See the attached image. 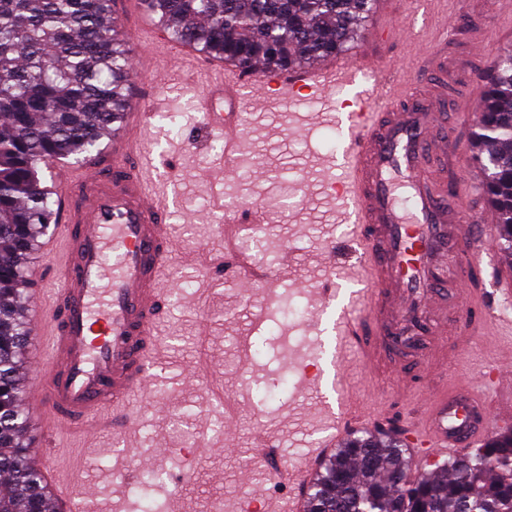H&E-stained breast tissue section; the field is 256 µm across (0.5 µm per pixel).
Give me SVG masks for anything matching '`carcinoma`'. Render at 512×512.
Listing matches in <instances>:
<instances>
[{"label": "carcinoma", "mask_w": 512, "mask_h": 512, "mask_svg": "<svg viewBox=\"0 0 512 512\" xmlns=\"http://www.w3.org/2000/svg\"><path fill=\"white\" fill-rule=\"evenodd\" d=\"M113 0H0V512H50L20 406L31 335L21 285L53 206L42 166L99 148L132 105L130 48ZM172 37L250 70L301 69L365 30L374 0H141ZM476 142L485 147L494 238L512 252V49L486 70ZM398 438L364 433L330 461L307 512H512V432L411 476Z\"/></svg>", "instance_id": "carcinoma-1"}]
</instances>
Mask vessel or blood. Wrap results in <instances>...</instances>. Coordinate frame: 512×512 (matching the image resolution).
<instances>
[{
  "label": "vessel or blood",
  "instance_id": "obj_1",
  "mask_svg": "<svg viewBox=\"0 0 512 512\" xmlns=\"http://www.w3.org/2000/svg\"><path fill=\"white\" fill-rule=\"evenodd\" d=\"M402 34L391 19L390 0H376L369 37L353 54L294 74H255L212 60L203 65L208 77L196 96L203 130L224 136L220 163L230 175L245 139L241 109L247 89L260 99L292 98L369 77L370 93L358 98L341 123L336 194L351 205L353 224L328 261L356 285L336 319L337 335L370 374L390 378L401 394L414 377H427L448 361L436 321H454L462 349L488 320L512 334L511 319L485 311L484 284L472 274L487 239L470 224L460 199L448 197L453 141L446 123V62L425 55L412 72L398 75L385 49ZM150 118L147 112L124 113L111 163L93 160L80 171L63 172L50 188L56 221L66 232V260L54 270L42 315L49 329L32 355L38 384L26 404L38 410L53 437L76 430L87 436L129 432L137 421L131 401L152 379L168 304L160 281L175 240L168 200L147 161ZM265 221V211L250 205L224 213L218 265L245 290L274 278L273 268L255 265L238 247L242 235L260 231ZM451 264L457 273L449 280L444 272ZM507 407L512 375L505 371L497 373L490 393L464 385L435 387L418 421L405 424V445L456 454L489 433ZM376 424L344 405L335 434L305 476L355 428ZM35 451L46 460L53 512H70L77 486L60 480L49 448L39 444Z\"/></svg>",
  "mask_w": 512,
  "mask_h": 512
}]
</instances>
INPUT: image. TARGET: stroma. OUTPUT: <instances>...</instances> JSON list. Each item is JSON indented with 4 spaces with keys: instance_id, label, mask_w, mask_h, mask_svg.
<instances>
[{
    "instance_id": "stroma-1",
    "label": "stroma",
    "mask_w": 512,
    "mask_h": 512,
    "mask_svg": "<svg viewBox=\"0 0 512 512\" xmlns=\"http://www.w3.org/2000/svg\"><path fill=\"white\" fill-rule=\"evenodd\" d=\"M485 2L397 0L409 36L390 49L391 62L412 66L419 49L432 50L447 40L448 108L455 115L475 111L485 93L483 72L512 47V12L487 11ZM446 25L453 33L445 39ZM199 79L195 61L155 55L133 87V111L154 115L153 158L168 181L176 256L164 283L169 305L153 370L156 381L149 398L133 402L139 413L134 429L123 440L109 432L90 437L74 432L50 443L59 471L76 485L93 487L91 499L75 500L91 512H136L146 490L135 484L119 491L122 476L113 468L118 458L137 471L160 473L147 492L155 500H168V512H242L249 501L257 512H288L301 468L333 431L334 419L309 388L307 376L318 368V294L337 283L327 253L347 229L327 187L342 149L331 105L343 93L331 89L306 92L293 101L247 100L238 174L222 180L215 162L224 151L223 137L197 138ZM476 131V121L457 122L449 183L466 173L484 178L474 158ZM219 190L234 206H270L261 236L270 249L267 264L279 281L274 294H266L261 284L245 294L221 271L201 272L200 257L224 253V213L210 205ZM287 307L295 309L294 317H284ZM511 347L512 336L486 325L468 349L450 356L448 383L482 386L488 368ZM202 351L208 354L209 374L189 376ZM214 381L223 382L225 394L235 399L231 452L225 449L224 410L210 400ZM342 386L367 415L384 409L390 399L386 381L371 377L353 356ZM261 391L267 392L266 400L258 399ZM260 433L277 451L275 462L285 472L280 481H271L266 465L254 459ZM194 437L199 447L192 448L189 462H181L174 449L191 447ZM151 448L170 454L154 460L145 455Z\"/></svg>"
}]
</instances>
